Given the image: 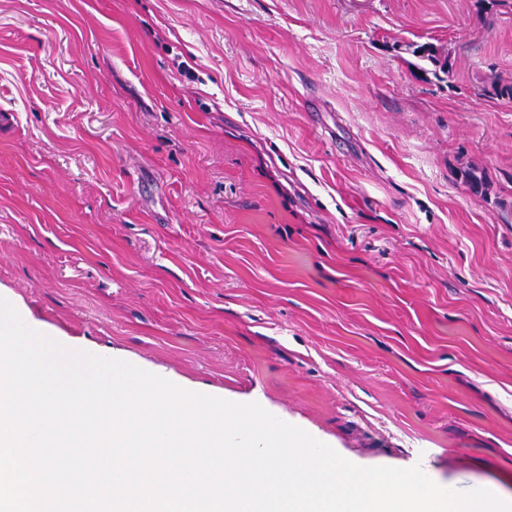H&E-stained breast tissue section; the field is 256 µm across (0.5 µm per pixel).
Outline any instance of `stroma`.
<instances>
[{
    "mask_svg": "<svg viewBox=\"0 0 512 512\" xmlns=\"http://www.w3.org/2000/svg\"><path fill=\"white\" fill-rule=\"evenodd\" d=\"M494 82L512 9L479 0H0V297L357 465L512 493Z\"/></svg>",
    "mask_w": 512,
    "mask_h": 512,
    "instance_id": "obj_1",
    "label": "stroma"
}]
</instances>
